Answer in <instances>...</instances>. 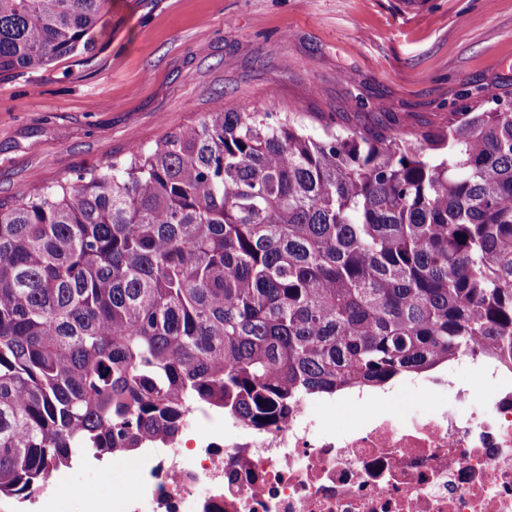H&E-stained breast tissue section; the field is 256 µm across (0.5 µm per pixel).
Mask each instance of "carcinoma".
<instances>
[{"label": "carcinoma", "instance_id": "obj_1", "mask_svg": "<svg viewBox=\"0 0 512 512\" xmlns=\"http://www.w3.org/2000/svg\"><path fill=\"white\" fill-rule=\"evenodd\" d=\"M112 0H0V74L92 52ZM418 133L208 112L0 200V499L175 434L258 427L475 343L512 364V101Z\"/></svg>", "mask_w": 512, "mask_h": 512}]
</instances>
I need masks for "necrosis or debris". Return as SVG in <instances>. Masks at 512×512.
I'll return each mask as SVG.
<instances>
[{
	"label": "necrosis or debris",
	"mask_w": 512,
	"mask_h": 512,
	"mask_svg": "<svg viewBox=\"0 0 512 512\" xmlns=\"http://www.w3.org/2000/svg\"><path fill=\"white\" fill-rule=\"evenodd\" d=\"M457 362L480 377L403 378L431 406L401 417L364 392L338 421L305 395L263 428L190 409L173 440L116 459L126 491L83 495L81 512H512V373L479 346Z\"/></svg>",
	"instance_id": "obj_1"
}]
</instances>
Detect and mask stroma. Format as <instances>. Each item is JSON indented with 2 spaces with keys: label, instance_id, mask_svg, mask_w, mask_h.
Returning a JSON list of instances; mask_svg holds the SVG:
<instances>
[{
  "label": "stroma",
  "instance_id": "obj_1",
  "mask_svg": "<svg viewBox=\"0 0 512 512\" xmlns=\"http://www.w3.org/2000/svg\"><path fill=\"white\" fill-rule=\"evenodd\" d=\"M512 0H112L87 55L0 75V199L150 147L206 112L297 114L312 136L440 128L512 100ZM128 470L55 484L119 492Z\"/></svg>",
  "mask_w": 512,
  "mask_h": 512
}]
</instances>
